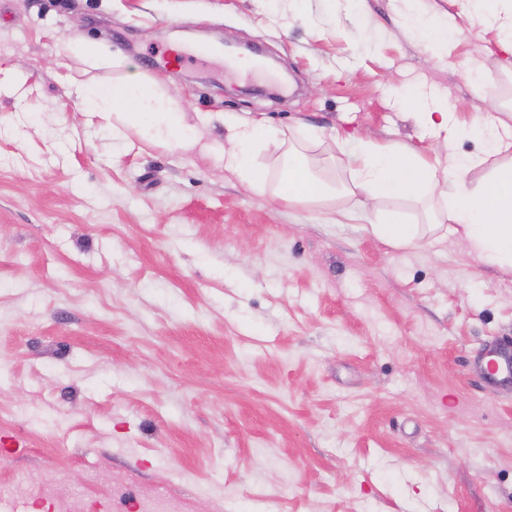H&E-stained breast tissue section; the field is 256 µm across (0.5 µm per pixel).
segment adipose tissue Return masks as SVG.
I'll use <instances>...</instances> for the list:
<instances>
[{"label":"adipose tissue","instance_id":"ef3b65f1","mask_svg":"<svg viewBox=\"0 0 512 512\" xmlns=\"http://www.w3.org/2000/svg\"><path fill=\"white\" fill-rule=\"evenodd\" d=\"M467 12L495 27L504 68L512 69V0H466ZM77 93L86 111L111 118L113 134L137 131L147 144L192 148L197 129L186 120L181 103L160 94L144 82L99 85L84 82ZM423 136L452 142L471 138L481 142L479 152L457 158L452 165L421 159L415 148L364 144L347 153L352 186L367 199L420 200L436 195L440 183L448 185V202L434 223L405 224L386 215L370 225V232L397 249L424 247L451 229L467 253L484 265L512 272V125L502 118L476 113L469 125H457L442 99L432 100L417 114ZM282 133L261 121L233 127L224 144V167L250 190L265 191L267 174L258 167L259 150H286ZM277 182L276 195L295 205L324 204L334 199L335 187L313 175L297 151H289Z\"/></svg>","mask_w":512,"mask_h":512}]
</instances>
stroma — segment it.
<instances>
[{"mask_svg": "<svg viewBox=\"0 0 512 512\" xmlns=\"http://www.w3.org/2000/svg\"><path fill=\"white\" fill-rule=\"evenodd\" d=\"M423 7L454 20L434 53L404 0H0V512H512V380L483 373L512 353V274L366 229L423 204L328 224L275 197L270 152L259 194L216 150L115 139L75 88L154 81L216 148L248 118L313 166L348 136L449 164L479 142L421 139L399 94L466 124L512 74L460 0ZM72 51L79 57L83 58L91 65H98L102 63H112V54L109 53L103 46L86 41L76 40L72 44Z\"/></svg>", "mask_w": 512, "mask_h": 512, "instance_id": "1", "label": "stroma"}]
</instances>
